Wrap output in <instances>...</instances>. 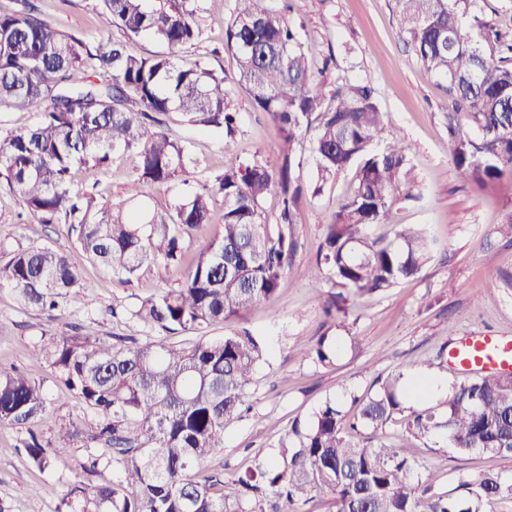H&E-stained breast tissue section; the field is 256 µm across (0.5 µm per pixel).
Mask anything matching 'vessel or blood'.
I'll use <instances>...</instances> for the list:
<instances>
[{
  "label": "vessel or blood",
  "mask_w": 512,
  "mask_h": 512,
  "mask_svg": "<svg viewBox=\"0 0 512 512\" xmlns=\"http://www.w3.org/2000/svg\"><path fill=\"white\" fill-rule=\"evenodd\" d=\"M458 370L469 376L512 370V339L481 334L467 338L452 353Z\"/></svg>",
  "instance_id": "1"
}]
</instances>
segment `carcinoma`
<instances>
[{"mask_svg":"<svg viewBox=\"0 0 512 512\" xmlns=\"http://www.w3.org/2000/svg\"><path fill=\"white\" fill-rule=\"evenodd\" d=\"M107 23L124 39L93 45L60 31L34 3L15 0L0 14V112H33L35 122L0 138V179L18 191L39 224H66L86 257L130 280L161 259L184 264L190 231L209 223L207 198L224 197L220 232L188 265L179 287L133 306H112L166 333L199 338L138 343L108 340L91 327L35 343L33 358L56 381L77 392L85 413L57 426L43 445L31 432L24 451L40 470L52 468L78 441L102 445L88 457L57 512H265L273 495L284 512H303L315 496L330 497L332 512H493L512 502V476L494 469L462 472L443 490L441 477L378 435L404 412V374L378 379L351 421L327 401L295 422L273 457L236 479L224 493V473L204 464L224 448V430L250 409L247 392L265 359L264 340L243 328L217 339L204 330L270 300L297 243L293 212L302 187L292 177L298 136L314 131L317 181L313 193L356 160V181L326 227L323 252L311 271L330 272L356 296L385 290L418 274L430 242L419 225H402L392 241L366 228L389 220L399 191L404 150L371 149L384 128L374 88L344 79L324 103L314 70L318 52L304 49L298 29L272 0H235L224 29V49L254 109L268 115L283 140V161L230 164L212 187L140 223L128 200L101 202L72 189L74 171L104 167L122 147L138 157V183L163 187L195 177L196 160L170 133V124L213 129L224 142L238 131V112L227 103L224 74L202 62L178 65L175 53L201 43L206 0H102ZM393 13L417 60L447 83L444 112L452 161L459 174L484 187L512 179V38L481 14L480 0H391ZM149 36L166 51L144 55L136 41ZM282 197L280 222H265L261 202ZM0 260V289L21 308L53 309L89 285L65 254L50 247H18ZM335 343L321 337L299 348L305 360L332 362ZM50 416L45 381L0 368V427L25 426ZM373 429L374 443L361 442ZM442 431L460 455L512 457V372L468 377L451 386L445 412L410 413L407 433L421 440ZM110 469L116 478L103 471Z\"/></svg>","mask_w":512,"mask_h":512,"instance_id":"cac0c4a2","label":"carcinoma"}]
</instances>
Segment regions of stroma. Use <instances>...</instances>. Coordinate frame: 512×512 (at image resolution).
<instances>
[{
  "mask_svg": "<svg viewBox=\"0 0 512 512\" xmlns=\"http://www.w3.org/2000/svg\"><path fill=\"white\" fill-rule=\"evenodd\" d=\"M38 5L64 33L91 42L122 36L106 24L100 0H38ZM234 5V0H207L204 40L178 56L180 64L202 60L224 73L230 105L240 114L239 130L228 147L222 135L210 129L171 128L195 158L199 180L209 183L231 163H281L278 129L253 109L238 82L235 59L224 49V28ZM391 6V0H292L285 18L301 25L306 48L335 56V67L322 78L325 96H332L346 77L375 88L385 129L373 148L385 152L401 142L408 145L404 169L412 191L395 194L388 223L372 225L369 233L390 240L398 225H423L432 244L430 259L414 278L350 299L346 316H326L324 309L338 289L330 278L312 280L309 271L356 170L340 172L318 195L303 194L294 226L297 252L277 294L209 331L217 338L245 328L263 336L268 347L250 387V412L226 428L224 448L210 461L212 468L225 470L227 479L269 458L293 422L311 417L326 400H336L350 418L359 411L355 398L374 393L377 379L400 371L452 385L460 376L449 364L448 352L463 336L512 337V243L495 232L512 212V180L481 188L458 174L443 123L446 84L420 65ZM137 179L135 154L119 148L109 166L80 168L73 186L115 199L126 196ZM20 245L66 253L91 285L88 294L72 296L49 312L22 309L9 290H0V368L14 366L44 379L51 416L35 428L48 439L56 419L82 414L83 407L48 367L31 358L32 345L45 335L71 334L73 326L91 319L106 338L119 334L141 342L160 340L161 331L112 318L110 309L118 302L137 303L161 288L178 287L184 271L156 262L143 266L131 280H122L76 249L66 225L47 226L26 217L19 194L0 181V250ZM324 335L334 337L338 345L333 363L316 364L298 355L299 346ZM406 422V414L396 415L384 428L385 439L411 449L415 458L439 473L444 488L453 487L460 471L491 467L512 472V458L459 455L437 435L411 439ZM26 437V428H0V512H57L97 445L78 443L52 469L41 472L20 451ZM37 484L48 485L49 493L33 494Z\"/></svg>",
  "mask_w": 512,
  "mask_h": 512,
  "instance_id": "stroma-1",
  "label": "stroma"
}]
</instances>
